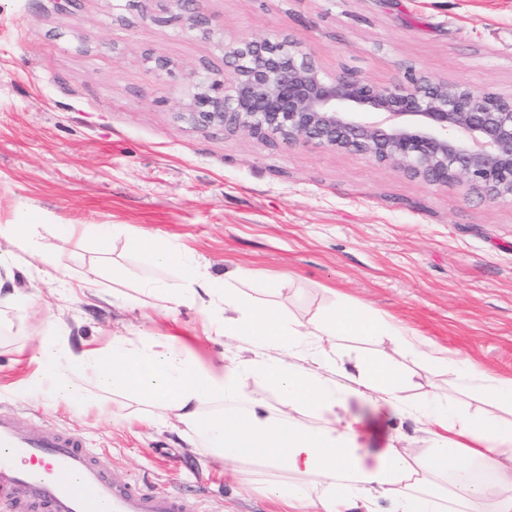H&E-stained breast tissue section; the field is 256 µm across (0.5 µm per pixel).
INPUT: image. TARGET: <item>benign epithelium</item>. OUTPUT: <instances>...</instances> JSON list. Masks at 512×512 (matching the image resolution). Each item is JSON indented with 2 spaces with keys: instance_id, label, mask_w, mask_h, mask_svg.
Wrapping results in <instances>:
<instances>
[{
  "instance_id": "1",
  "label": "benign epithelium",
  "mask_w": 512,
  "mask_h": 512,
  "mask_svg": "<svg viewBox=\"0 0 512 512\" xmlns=\"http://www.w3.org/2000/svg\"><path fill=\"white\" fill-rule=\"evenodd\" d=\"M170 2L185 29L224 55V70L193 72L182 117L262 141L356 152L432 186L462 181L490 203L512 197V95L413 68L375 86L350 71H325L290 35L228 41L200 0Z\"/></svg>"
}]
</instances>
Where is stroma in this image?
I'll use <instances>...</instances> for the list:
<instances>
[{
  "mask_svg": "<svg viewBox=\"0 0 512 512\" xmlns=\"http://www.w3.org/2000/svg\"><path fill=\"white\" fill-rule=\"evenodd\" d=\"M227 39L280 32L327 70L384 86L411 67L512 94V0H202ZM163 0H0V225L33 224L46 255L0 249V406L84 435L112 473L203 499L206 512H284L258 490L262 469L226 466L136 404L74 407L33 396L42 336L71 347L116 336H176L199 361L230 349L196 307L143 293L145 242L185 249L220 288L318 318L337 296L386 312L489 370L512 377V200L452 182L431 186L346 151L285 147L181 118L190 75L223 70L220 51L165 19ZM175 63L156 73L148 57ZM127 234L62 240L71 225ZM122 277H112L113 268ZM240 268L254 270L236 278ZM125 303L112 301L113 293ZM359 445L374 455L414 423L353 399Z\"/></svg>",
  "mask_w": 512,
  "mask_h": 512,
  "instance_id": "35a3bbf8",
  "label": "stroma"
}]
</instances>
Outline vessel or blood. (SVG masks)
<instances>
[{
    "label": "vessel or blood",
    "mask_w": 512,
    "mask_h": 512,
    "mask_svg": "<svg viewBox=\"0 0 512 512\" xmlns=\"http://www.w3.org/2000/svg\"><path fill=\"white\" fill-rule=\"evenodd\" d=\"M0 512H205L200 500L112 474L80 435L21 421L0 407Z\"/></svg>",
    "instance_id": "b4317fda"
}]
</instances>
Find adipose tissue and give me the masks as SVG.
<instances>
[{"label": "adipose tissue", "instance_id": "1", "mask_svg": "<svg viewBox=\"0 0 512 512\" xmlns=\"http://www.w3.org/2000/svg\"><path fill=\"white\" fill-rule=\"evenodd\" d=\"M151 263L177 270L175 281L142 286L168 302H189L216 335L241 344L247 358L204 365L176 340L157 345L114 338L111 346L72 349L41 342L43 364L31 390L71 406L91 391L141 404L140 421L176 423L177 433L224 464L287 470L265 492L288 512H512V377L436 347L390 315L337 300L319 319L285 314L261 296L217 288L176 246L155 245ZM391 341L393 352L338 357L336 341ZM453 369L448 388L414 402L405 395L400 357ZM482 410L471 409L465 395ZM363 398L413 421L424 449L396 435L375 459L357 444L350 401ZM481 467L491 481L477 477Z\"/></svg>", "mask_w": 512, "mask_h": 512}]
</instances>
